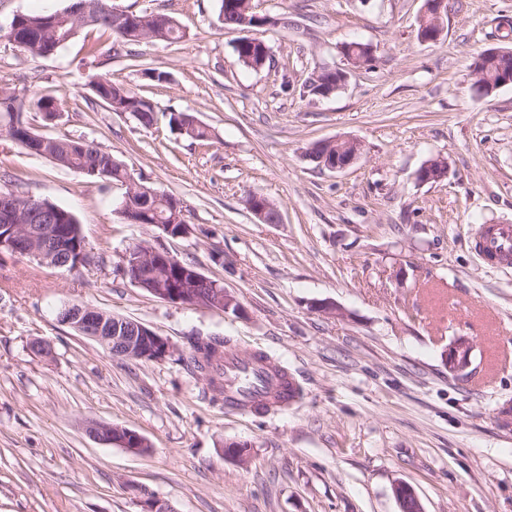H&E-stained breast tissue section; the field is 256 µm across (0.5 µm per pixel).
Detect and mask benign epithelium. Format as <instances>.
<instances>
[{"label":"benign epithelium","instance_id":"benign-epithelium-1","mask_svg":"<svg viewBox=\"0 0 512 512\" xmlns=\"http://www.w3.org/2000/svg\"><path fill=\"white\" fill-rule=\"evenodd\" d=\"M248 3L247 11L253 13L252 27L242 30L243 35L251 40L259 36L256 28H264L273 24V20L267 16L254 13L252 0ZM444 7L445 0H424L422 16H433V23L427 34L421 37L425 43L436 42L444 32ZM93 5L89 0H71L70 5L58 16H65L78 23L85 24L90 21ZM374 55V48L370 45L350 47L346 59L353 66H363L370 62ZM329 143L336 146V153H325L320 158L321 165L330 171H343L354 165L361 157V143L354 138L331 139ZM445 159L436 157L428 160L416 173L421 183L438 182L447 177ZM125 193L120 206V211L126 213L129 209L130 199L142 193L160 196L153 188L135 181L131 176H126L123 181ZM250 199L258 203L251 209V213L264 224H278L281 222L280 211L268 212V208L260 205L263 196L250 195ZM17 207H7L0 212V230L6 229L8 233L0 236V249L6 248L13 254L31 256L42 263H48L57 268L73 266L78 269L90 261V255L86 243L74 247L69 225L56 224H24L18 205L30 201L28 197H15ZM173 212V223L162 224L160 228L172 237H184L191 231L187 224L174 228V224L184 217L181 204L174 201L170 204ZM126 260L131 262L138 270L139 279L135 284L152 281L154 270L162 265L175 264L174 257L163 247L142 245L136 250L129 251ZM155 297L172 302L182 303L190 297L196 303L213 304L229 310L235 309L241 312V306L236 304L234 297L229 294L224 286L217 280L200 275L196 271H184L179 276V282L175 286L160 283L151 289ZM59 321L75 327L85 337L97 342L104 347L113 357L136 359L144 361H162L173 354V348L166 338L146 325L132 321H120L112 314L96 308L80 304H63L58 317ZM474 346L465 337H459L448 344L441 358L448 372L457 378L464 379L471 373L473 363ZM87 434L94 440L117 445L128 451L141 452L140 442L143 436L139 433L117 426L91 422L86 427ZM132 491L140 498L144 507L143 512H171L169 506L162 501L143 495L142 489L132 487ZM394 495L399 503L400 512H423L421 502L415 489L406 482H398L393 488Z\"/></svg>","mask_w":512,"mask_h":512}]
</instances>
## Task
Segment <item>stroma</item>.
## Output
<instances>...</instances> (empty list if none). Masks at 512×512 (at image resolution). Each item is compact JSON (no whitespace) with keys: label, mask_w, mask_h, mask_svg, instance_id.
I'll return each mask as SVG.
<instances>
[{"label":"stroma","mask_w":512,"mask_h":512,"mask_svg":"<svg viewBox=\"0 0 512 512\" xmlns=\"http://www.w3.org/2000/svg\"><path fill=\"white\" fill-rule=\"evenodd\" d=\"M68 4L0 0V84L56 99V117L25 112L34 133L93 141L179 199L192 232L127 223L121 183L0 136L8 189L69 210L91 255L68 271L0 254V512H141L137 487L174 512H400L399 481L424 512H512V264L489 266L471 247L481 225H512V85L485 96L469 71L505 45L512 0H447L435 44L416 37L423 0H253L275 21L273 65L257 71L236 63L239 34L224 28L220 0H112L171 16L183 36L93 59L90 28L49 57L4 38L15 15ZM352 40L374 47L368 65L348 68ZM324 67L348 69L346 86L311 96L305 82ZM95 74L140 90L153 126L104 107ZM175 111L207 126V143L171 129ZM344 137L363 148L349 169L309 160L313 143ZM439 154L447 178L418 183ZM252 193L276 204L280 223L256 219ZM142 243L220 281L241 313L130 283L125 255ZM326 300L341 314L316 309ZM67 302L137 320L175 354L111 357L57 322ZM194 336L266 353L302 399L261 414L213 401L177 360ZM459 336L474 345L466 379L441 360ZM36 338L50 356L32 350ZM89 420L136 431L150 452L93 441ZM228 441L247 444V463L225 456Z\"/></svg>","instance_id":"stroma-1"}]
</instances>
